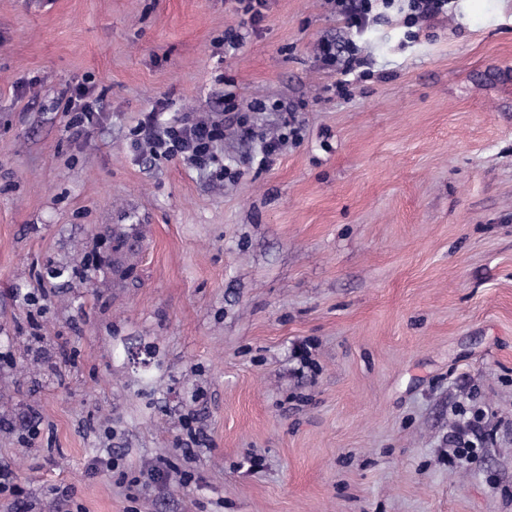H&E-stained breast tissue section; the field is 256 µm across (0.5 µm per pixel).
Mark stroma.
<instances>
[{"mask_svg": "<svg viewBox=\"0 0 512 512\" xmlns=\"http://www.w3.org/2000/svg\"><path fill=\"white\" fill-rule=\"evenodd\" d=\"M461 2L353 37L329 0H0V512H512V0ZM228 91L294 109L271 167L281 113L240 137ZM159 100L236 178L134 151ZM121 224L137 285L80 265ZM67 96L68 112H71L69 128L77 135H89L100 122L99 97L94 96L93 86L80 83L64 93ZM281 125L286 132H281L264 141L262 147L263 157L260 160L263 166L269 167L273 164L275 157L279 155L281 147L288 140L290 135L295 138V140L298 138L299 131L296 127H292V123L288 121V117L284 118Z\"/></svg>", "mask_w": 512, "mask_h": 512, "instance_id": "stroma-1", "label": "stroma"}]
</instances>
